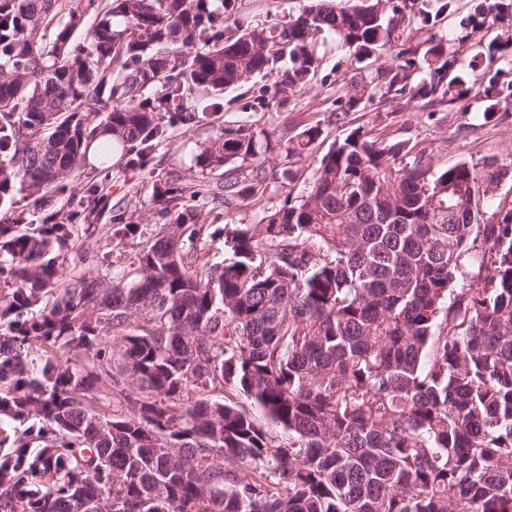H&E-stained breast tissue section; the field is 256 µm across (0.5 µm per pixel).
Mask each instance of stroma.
<instances>
[{
	"instance_id": "stroma-1",
	"label": "stroma",
	"mask_w": 512,
	"mask_h": 512,
	"mask_svg": "<svg viewBox=\"0 0 512 512\" xmlns=\"http://www.w3.org/2000/svg\"><path fill=\"white\" fill-rule=\"evenodd\" d=\"M309 0H234L238 21L266 27L296 18ZM475 0H456L455 9L440 25L427 30L413 25L395 34L382 53L357 57L338 48L333 36L319 37L312 49L318 68L312 80L285 95L276 94L274 76L252 75L235 87L194 97L201 119L186 123L164 118L162 135L146 156L144 168L131 170L126 156H118L109 169L88 157L76 170L68 187L54 193L50 207L34 206L31 198L15 194L10 205L0 208V224L22 219L26 224H54L80 211L88 189L107 197L105 208L89 238L55 248L60 269L96 278L129 266L139 249L136 240L117 233L113 214L122 208L125 221L138 224L143 237H151L156 225L173 222L155 201L158 185L171 182L185 187L200 181L213 184L234 181L239 186L257 182V196L239 195L190 199L205 226L198 242L209 263L223 262L227 224H255L284 204H297L307 192L319 161L336 142L350 132L384 141L405 142L425 150L433 168L445 169L466 162L490 175L487 192L480 199V223L494 224L512 212V96L500 98L494 113L485 114L477 95L451 101L437 96L408 99L388 93L386 75L396 64L401 49L425 53L431 42L450 37L462 61H469L477 47H492L483 64L497 71L502 82H512V19H501L476 29L464 22ZM357 106H349L352 96ZM243 128L259 142L257 155L235 161L216 171L202 170L196 161L200 150L221 137L224 130ZM320 135L311 149L297 154L293 143L303 130Z\"/></svg>"
}]
</instances>
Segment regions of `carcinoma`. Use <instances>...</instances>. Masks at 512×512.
Here are the masks:
<instances>
[{
	"instance_id": "1",
	"label": "carcinoma",
	"mask_w": 512,
	"mask_h": 512,
	"mask_svg": "<svg viewBox=\"0 0 512 512\" xmlns=\"http://www.w3.org/2000/svg\"><path fill=\"white\" fill-rule=\"evenodd\" d=\"M221 2L111 0L81 46L69 0H0V201H50L93 146L106 167L117 144L141 156L166 112L198 118L195 91L283 58L276 89L304 86L318 35L368 56L454 6L312 0L226 40ZM456 66L441 41L404 49L387 92L474 91L489 113L512 88L496 75L472 88L448 77ZM412 151L351 132L300 204L224 225L220 266L198 254L205 225L184 189L163 187L177 216L134 275L74 276L60 295L49 254L105 197L87 196L77 225L0 224V512H512V212L479 223L475 167L403 161ZM257 153L226 130L199 165ZM469 257L480 286L455 288Z\"/></svg>"
}]
</instances>
